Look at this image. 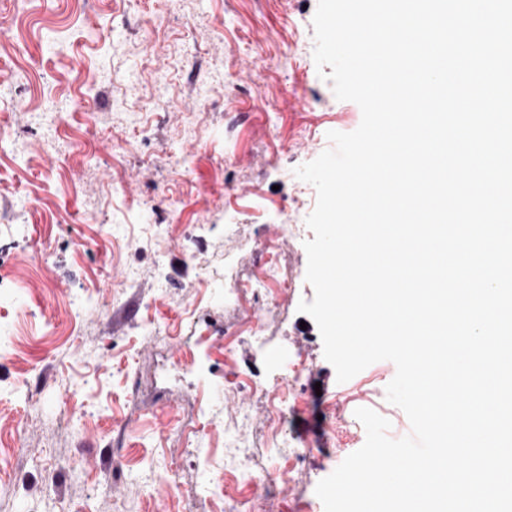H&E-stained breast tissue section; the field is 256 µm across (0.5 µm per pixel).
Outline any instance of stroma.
I'll return each instance as SVG.
<instances>
[{
	"instance_id": "35a3bbf8",
	"label": "stroma",
	"mask_w": 512,
	"mask_h": 512,
	"mask_svg": "<svg viewBox=\"0 0 512 512\" xmlns=\"http://www.w3.org/2000/svg\"><path fill=\"white\" fill-rule=\"evenodd\" d=\"M316 7L0 0V330L17 338L0 350V512H324L317 483L366 440L356 409L410 434L386 399L395 365L337 383L298 310L316 190L295 170L362 118L318 74ZM267 246L288 285L259 312ZM205 327L209 360L172 370ZM206 384L256 476L225 477L220 501L193 494Z\"/></svg>"
}]
</instances>
